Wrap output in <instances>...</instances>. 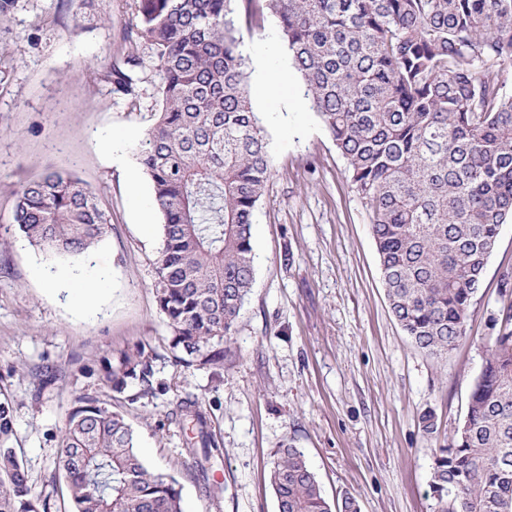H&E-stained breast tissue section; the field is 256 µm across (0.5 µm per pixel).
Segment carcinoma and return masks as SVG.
Listing matches in <instances>:
<instances>
[{"label":"carcinoma","instance_id":"1","mask_svg":"<svg viewBox=\"0 0 512 512\" xmlns=\"http://www.w3.org/2000/svg\"><path fill=\"white\" fill-rule=\"evenodd\" d=\"M235 0H136L107 76L135 94L149 45L160 108L137 160L162 215L155 261L160 312L186 366H224L254 280L253 212L271 175L265 127L247 93ZM270 15L316 114L371 211L370 230L390 311L414 343L441 357L467 335L471 300L500 227L512 220V0H253ZM94 190L56 170L22 184L13 213L29 245L56 257L87 252L107 234ZM492 333L466 412L434 458L439 512H512V302ZM145 344L105 361L102 383L153 390ZM13 399L0 393V512H184L177 479L151 471L124 414L76 397L60 439L52 490L37 491L15 443ZM175 420L198 433L190 456L218 443L198 399ZM278 512H360L331 505L305 455L275 453ZM66 499L57 502V481Z\"/></svg>","mask_w":512,"mask_h":512}]
</instances>
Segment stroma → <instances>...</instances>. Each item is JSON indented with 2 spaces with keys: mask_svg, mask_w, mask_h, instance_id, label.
Returning a JSON list of instances; mask_svg holds the SVG:
<instances>
[{
  "mask_svg": "<svg viewBox=\"0 0 512 512\" xmlns=\"http://www.w3.org/2000/svg\"><path fill=\"white\" fill-rule=\"evenodd\" d=\"M134 15V0H15L0 26V236L9 241L0 248V390L14 399L31 483L50 488L66 417L89 394L126 414L151 469L176 475L185 512H277L269 471L286 440L328 500L352 495L361 512H438L434 457L482 369L499 276L512 267V221L472 300L467 340L444 357L417 347L389 309L370 211L301 100L275 20L240 24L271 166L253 216L254 283L224 341L223 369L175 365L154 288L162 217L136 160L156 118L160 72L142 44L135 95L114 93L106 76ZM262 70L287 75L288 100L261 94ZM48 168L87 183L111 218L102 241L72 259L47 258L11 224L21 185ZM43 267L106 272L98 311L75 313L68 290L43 288ZM138 342L155 350L166 389L133 402L137 384L118 398L94 370ZM39 371L53 381L39 385ZM188 393L223 441L207 457L187 456L191 433L170 418Z\"/></svg>",
  "mask_w": 512,
  "mask_h": 512,
  "instance_id": "1",
  "label": "stroma"
}]
</instances>
